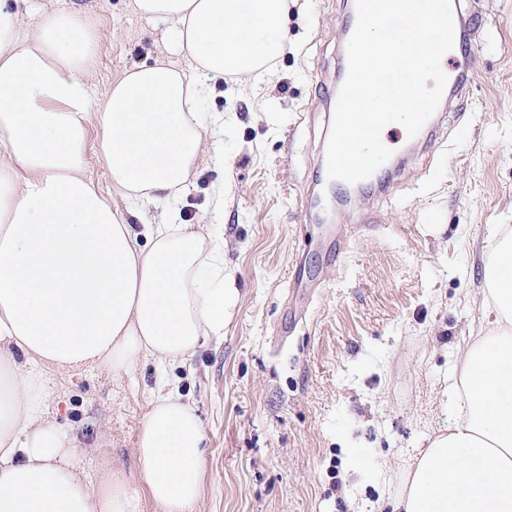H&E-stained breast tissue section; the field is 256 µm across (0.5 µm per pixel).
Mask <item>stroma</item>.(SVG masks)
Masks as SVG:
<instances>
[{
  "label": "stroma",
  "mask_w": 512,
  "mask_h": 512,
  "mask_svg": "<svg viewBox=\"0 0 512 512\" xmlns=\"http://www.w3.org/2000/svg\"><path fill=\"white\" fill-rule=\"evenodd\" d=\"M129 2L20 8L30 21L46 9L89 18L101 101L126 69L167 54L161 27ZM349 5L290 0L288 50L262 93L225 79L207 101L224 115L217 153L163 203L194 224L224 191L216 231L236 302L223 340L164 370L142 359L119 376L50 375L47 411L75 437L88 483L107 462L142 486L134 448L162 385L194 402L207 436L198 512H353L393 497L414 449L447 428L441 391L458 344L481 325L485 249L512 225V0H483L469 85L439 110L436 137L390 132V190L315 224L330 124L308 104L314 83L336 81Z\"/></svg>",
  "instance_id": "1"
}]
</instances>
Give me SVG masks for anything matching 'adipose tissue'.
<instances>
[{
    "label": "adipose tissue",
    "mask_w": 512,
    "mask_h": 512,
    "mask_svg": "<svg viewBox=\"0 0 512 512\" xmlns=\"http://www.w3.org/2000/svg\"><path fill=\"white\" fill-rule=\"evenodd\" d=\"M190 62L134 66L104 100L89 82L94 40L79 12L25 16L0 0V512H137L123 471L79 478L74 439L48 418L45 369L129 371L143 356L184 362L224 337L233 289L215 216L162 212L148 249L138 202L184 193L218 113L211 84L258 87L288 49V0H132ZM120 202L87 174L89 118ZM484 335L457 350L442 392L448 430L418 449L389 505L374 512H512V226L487 247ZM205 433L196 408L156 394L136 462L165 512H196Z\"/></svg>",
    "instance_id": "obj_1"
}]
</instances>
